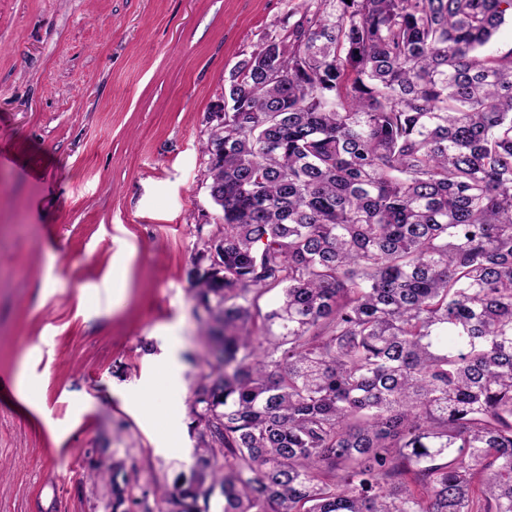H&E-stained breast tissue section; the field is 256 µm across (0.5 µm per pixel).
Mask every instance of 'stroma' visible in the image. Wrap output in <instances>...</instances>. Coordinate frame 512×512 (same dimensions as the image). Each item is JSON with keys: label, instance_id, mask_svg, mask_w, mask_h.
Returning <instances> with one entry per match:
<instances>
[{"label": "stroma", "instance_id": "stroma-1", "mask_svg": "<svg viewBox=\"0 0 512 512\" xmlns=\"http://www.w3.org/2000/svg\"><path fill=\"white\" fill-rule=\"evenodd\" d=\"M287 11L0 0V512H112L116 487L141 512L190 473L191 387L209 370L186 275L215 215L205 116ZM102 460L114 479H86Z\"/></svg>", "mask_w": 512, "mask_h": 512}]
</instances>
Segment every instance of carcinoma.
Here are the masks:
<instances>
[{
	"label": "carcinoma",
	"instance_id": "1",
	"mask_svg": "<svg viewBox=\"0 0 512 512\" xmlns=\"http://www.w3.org/2000/svg\"><path fill=\"white\" fill-rule=\"evenodd\" d=\"M508 19L303 0L229 71L187 271L214 362L159 512H512Z\"/></svg>",
	"mask_w": 512,
	"mask_h": 512
}]
</instances>
